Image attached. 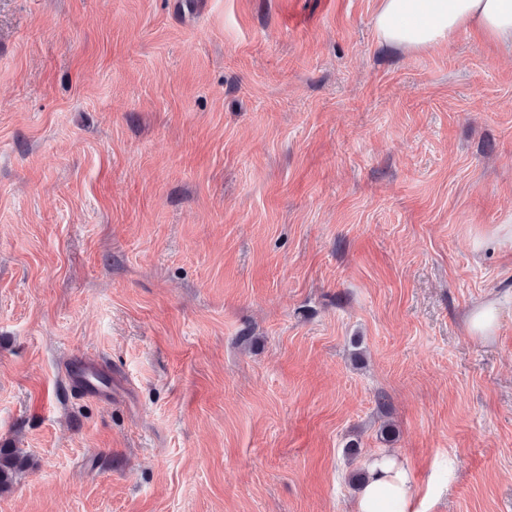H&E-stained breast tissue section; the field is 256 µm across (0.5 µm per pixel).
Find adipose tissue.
Wrapping results in <instances>:
<instances>
[{
	"label": "adipose tissue",
	"instance_id": "adipose-tissue-1",
	"mask_svg": "<svg viewBox=\"0 0 512 512\" xmlns=\"http://www.w3.org/2000/svg\"><path fill=\"white\" fill-rule=\"evenodd\" d=\"M375 28L383 42L403 49H430L475 31L512 52V0H381ZM354 512H413L411 473L400 457L369 461Z\"/></svg>",
	"mask_w": 512,
	"mask_h": 512
}]
</instances>
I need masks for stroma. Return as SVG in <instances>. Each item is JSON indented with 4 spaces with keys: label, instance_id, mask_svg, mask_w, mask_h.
<instances>
[{
    "label": "stroma",
    "instance_id": "1",
    "mask_svg": "<svg viewBox=\"0 0 512 512\" xmlns=\"http://www.w3.org/2000/svg\"><path fill=\"white\" fill-rule=\"evenodd\" d=\"M378 9L0 0V512H512V54ZM499 308L496 303H483L473 307L466 317L470 336L484 339L492 336L498 324ZM68 365L65 378L75 388H82L83 384L87 387L91 378L100 373L97 369L88 365L82 357L72 359ZM33 465L32 459L18 448L0 447V494L11 490L17 473ZM354 512H412V479L405 462L387 454L372 458Z\"/></svg>",
    "mask_w": 512,
    "mask_h": 512
}]
</instances>
